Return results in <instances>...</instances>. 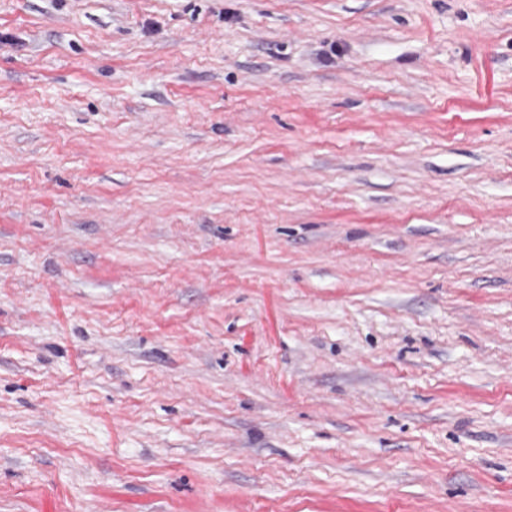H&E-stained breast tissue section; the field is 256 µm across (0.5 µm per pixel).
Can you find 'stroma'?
Segmentation results:
<instances>
[{
	"mask_svg": "<svg viewBox=\"0 0 512 512\" xmlns=\"http://www.w3.org/2000/svg\"><path fill=\"white\" fill-rule=\"evenodd\" d=\"M0 512H512V0H0Z\"/></svg>",
	"mask_w": 512,
	"mask_h": 512,
	"instance_id": "obj_1",
	"label": "stroma"
}]
</instances>
